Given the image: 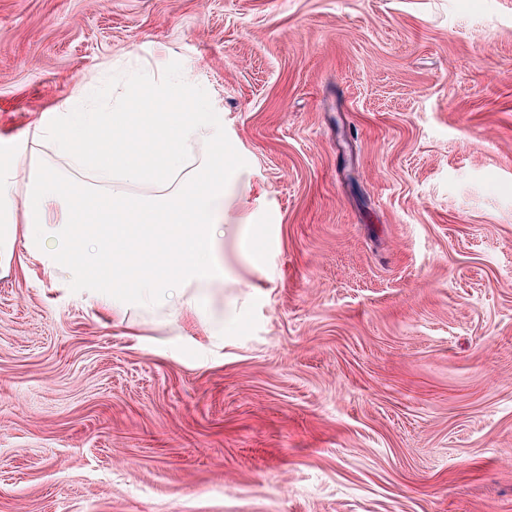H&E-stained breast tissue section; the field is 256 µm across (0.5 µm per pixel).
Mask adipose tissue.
I'll list each match as a JSON object with an SVG mask.
<instances>
[{
	"instance_id": "adipose-tissue-1",
	"label": "adipose tissue",
	"mask_w": 512,
	"mask_h": 512,
	"mask_svg": "<svg viewBox=\"0 0 512 512\" xmlns=\"http://www.w3.org/2000/svg\"><path fill=\"white\" fill-rule=\"evenodd\" d=\"M139 77L150 82V99L131 84L106 107L89 84L34 122L33 144L65 158L70 171L31 158L23 208L14 206L12 167L0 164V277L25 254L113 319L169 325L188 313L220 340L247 301L243 293L224 304L213 297L212 284L228 273L223 243L233 242L236 260L248 268L262 260L253 248L255 225L224 221L232 191L223 153H197L200 142L223 140L224 115L180 74L147 61ZM174 98L182 107L171 112L166 104ZM144 139L155 142L152 155H142ZM137 248L173 256L171 274L103 276L105 263L129 266Z\"/></svg>"
}]
</instances>
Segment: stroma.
Masks as SVG:
<instances>
[{"instance_id":"1","label":"stroma","mask_w":512,"mask_h":512,"mask_svg":"<svg viewBox=\"0 0 512 512\" xmlns=\"http://www.w3.org/2000/svg\"><path fill=\"white\" fill-rule=\"evenodd\" d=\"M250 189L214 347L0 277V512H512V0H0V157L137 60Z\"/></svg>"}]
</instances>
